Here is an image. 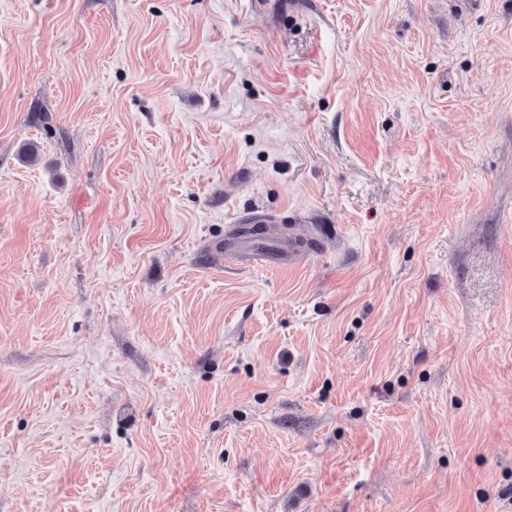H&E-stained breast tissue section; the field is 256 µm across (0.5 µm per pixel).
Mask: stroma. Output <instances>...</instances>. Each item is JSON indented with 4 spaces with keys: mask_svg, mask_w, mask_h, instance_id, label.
Masks as SVG:
<instances>
[{
    "mask_svg": "<svg viewBox=\"0 0 512 512\" xmlns=\"http://www.w3.org/2000/svg\"><path fill=\"white\" fill-rule=\"evenodd\" d=\"M271 3L0 0V512H512V0Z\"/></svg>",
    "mask_w": 512,
    "mask_h": 512,
    "instance_id": "stroma-1",
    "label": "stroma"
}]
</instances>
